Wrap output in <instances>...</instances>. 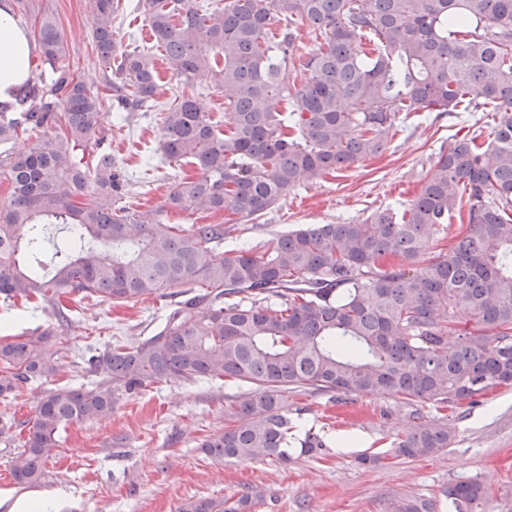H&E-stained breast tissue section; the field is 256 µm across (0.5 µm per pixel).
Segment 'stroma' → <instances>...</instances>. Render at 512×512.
I'll return each mask as SVG.
<instances>
[{
	"instance_id": "obj_1",
	"label": "stroma",
	"mask_w": 512,
	"mask_h": 512,
	"mask_svg": "<svg viewBox=\"0 0 512 512\" xmlns=\"http://www.w3.org/2000/svg\"><path fill=\"white\" fill-rule=\"evenodd\" d=\"M52 13L66 35L72 70L101 97L109 91L94 50L90 0H30L20 22L36 31L39 10ZM121 48L137 43L152 52L159 71V101L169 100L177 78L156 49L144 19L143 0H120L115 20ZM480 112L411 115L383 153L362 164L298 186L262 216L224 223L210 213L171 212L172 224L224 226V246L269 242L302 224L360 221L372 212L402 209L434 171L439 153L460 130L484 121ZM102 128L114 161L126 179L122 204L155 210L192 165L168 160L161 151L159 112L120 118L104 107ZM181 288H165L133 304L110 303L75 291L52 304L38 300L0 302V341L35 331L52 333L55 375L27 384L13 402L0 400V415L15 421L11 440L0 438V512H10L21 496L46 494L52 512H180L194 498L235 500L246 496L251 512H391L395 499L437 502L438 512H454L441 492L449 483L475 481L488 494L483 512H512V389L495 388L462 403L443 417L453 442L432 457L395 458L388 449L414 424L411 407L389 395L297 393L290 406L296 437L317 434L325 443L313 455L285 464L268 460L220 463L203 454L202 439L224 427V409L242 385L211 381L192 384L171 378L151 390L123 397L110 418L68 423L59 428L41 483L18 485L11 459L27 436L41 395L56 386L90 385L88 359L112 342L136 345L163 325ZM65 321H57L56 309ZM366 453L379 462L360 464Z\"/></svg>"
}]
</instances>
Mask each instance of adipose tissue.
I'll return each instance as SVG.
<instances>
[{
	"instance_id": "1",
	"label": "adipose tissue",
	"mask_w": 512,
	"mask_h": 512,
	"mask_svg": "<svg viewBox=\"0 0 512 512\" xmlns=\"http://www.w3.org/2000/svg\"><path fill=\"white\" fill-rule=\"evenodd\" d=\"M31 37L15 20L9 0H0V102L12 101L31 75Z\"/></svg>"
}]
</instances>
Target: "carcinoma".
Listing matches in <instances>:
<instances>
[{
  "label": "carcinoma",
  "mask_w": 512,
  "mask_h": 512,
  "mask_svg": "<svg viewBox=\"0 0 512 512\" xmlns=\"http://www.w3.org/2000/svg\"><path fill=\"white\" fill-rule=\"evenodd\" d=\"M92 35L110 104L151 108L158 71L147 51L117 53L115 0H91ZM145 21L176 77L229 91L216 129L182 93L163 117L164 155L193 164L152 218L118 205L123 179L103 148L101 108L70 69L65 36L43 13L36 35L51 70L0 103V145L19 129L49 133L28 152H0L12 185L0 205L3 302L80 290L133 303L163 288H203L136 346L114 342L89 358L101 380L58 386L36 405L11 460L20 485L41 482L55 434L68 422L105 419L125 395L171 377L249 385L229 405L224 430L201 443L217 462H286L296 392L372 393L437 409L512 386V0H144ZM319 45L297 60V24ZM489 112L441 153L401 211L313 224L269 244L224 251L221 224H168L169 211L260 216L296 186L383 153L400 116ZM81 156H76V151ZM467 209L448 253L423 261L429 239ZM67 236L50 260L53 226ZM192 308L196 314L183 315ZM52 332L0 343V398L58 370ZM391 443L395 458L441 453L448 424L416 413ZM455 512H477V482L448 485ZM241 498H199L180 512H246ZM392 512H435L401 498Z\"/></svg>",
  "instance_id": "obj_1"
}]
</instances>
